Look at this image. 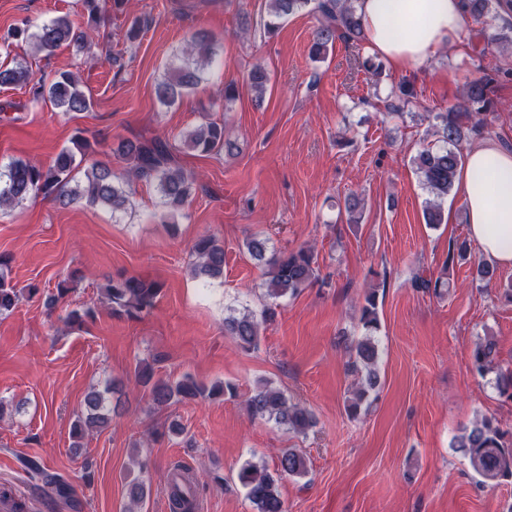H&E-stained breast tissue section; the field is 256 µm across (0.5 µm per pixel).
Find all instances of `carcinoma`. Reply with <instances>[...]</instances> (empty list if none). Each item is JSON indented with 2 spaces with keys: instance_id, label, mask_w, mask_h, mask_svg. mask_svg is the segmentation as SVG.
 <instances>
[{
  "instance_id": "cac0c4a2",
  "label": "carcinoma",
  "mask_w": 512,
  "mask_h": 512,
  "mask_svg": "<svg viewBox=\"0 0 512 512\" xmlns=\"http://www.w3.org/2000/svg\"><path fill=\"white\" fill-rule=\"evenodd\" d=\"M464 3L465 15L476 21L492 7V0H464ZM82 4L87 12V21L83 26L75 25L66 16H59L35 27L24 21L0 34V55L10 59V62L0 64V87H26L31 103L48 100L69 115L91 109V98L70 72L37 78L25 60L11 57L14 48L24 43L33 45L35 52L46 57L63 44L78 52L85 50L100 34L107 18L101 0H82ZM307 9L317 19L310 46L313 59L325 58L338 40L357 46L364 43L365 33L361 18L357 15L355 0H268L263 33L275 34L289 16ZM214 45L215 36L205 29H199L174 54L175 62L169 65L164 79L155 86L156 98L161 105L170 107L176 104L206 80V70L215 55ZM511 78L512 67L496 66L492 73L468 83L460 102L449 106L444 112L433 113L436 134L444 146L423 148L411 158L430 195L423 212L424 221L429 226L448 223L443 200L455 184L462 163V144L481 136L492 126L495 85L501 79ZM248 82L257 96H263L269 82L266 70L260 65L255 66L248 75ZM414 96L410 82L401 80L392 85L389 93L392 102L388 105V112L402 115ZM180 141L201 153L222 150L230 153L235 149L224 123L216 121L183 133ZM176 150V142L166 136L125 139L113 149V153L124 162L122 172H116L107 163L94 162L85 170L84 180L77 181L73 176L78 167L76 156L84 157L92 151L89 139L78 135L73 140V147L62 150L53 164L47 167L22 159L1 166L0 207L18 206L31 196L42 193L63 204L83 200L91 205L109 207L116 213L127 209L130 203L129 187L139 181L155 185L163 215L173 217L183 210L193 192V180L176 164ZM246 249L252 260L266 268L263 287L265 295L272 300L295 296L317 279L314 254L309 247L301 246L288 253H277L270 250L266 239L256 235L246 242ZM190 250L195 276L211 280L224 275V245L214 236H199ZM469 256L467 241L451 242L445 264L465 262ZM9 265L10 258L0 255V314L16 309L24 297L30 298L40 293L36 283L23 288L13 284L6 274ZM496 276L497 267L493 263H477L478 281L488 285ZM412 286L418 291L432 292L438 296L448 290V282L434 281L421 273L414 276ZM160 290L161 284L157 281L120 275L108 280L103 293L112 305L113 313L136 319L152 309ZM275 316L276 309L272 304L265 305L258 314L248 309L233 312L224 319V329L242 349H255L260 343L262 327L273 321ZM360 322L365 334L354 346L355 360L352 363L353 372L358 377L354 379V391L346 405L353 419L369 410L372 404L370 396L377 393L380 387L377 291L373 290L365 296ZM496 354V344L492 339L486 338L477 343L471 352L472 371L482 377L493 370ZM134 382L148 391L156 406L199 397L235 394L234 386L228 383L208 388L190 376L177 381L159 379L149 363L136 367ZM246 408L251 417L271 420L297 434H304L315 426V418L310 410L289 402L283 391L266 380L257 383L246 400ZM111 420L112 408L106 404L103 393H89L85 398V412L78 416L72 427V447H83V440L89 433L106 427ZM457 447L468 458L481 482L499 485L512 481V429L504 428L496 418L477 420L458 439ZM23 463L32 478L54 488L62 497L71 495L70 486L57 480L39 463L29 459L23 460ZM277 471L281 476H304L308 473L307 459L300 450L285 448L279 458ZM237 478L246 489L256 512H286L278 490V479L265 469L248 463L240 468ZM197 494V482L192 479L172 497V512H189L190 498Z\"/></svg>"
}]
</instances>
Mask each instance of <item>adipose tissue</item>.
I'll list each match as a JSON object with an SVG mask.
<instances>
[{"mask_svg":"<svg viewBox=\"0 0 512 512\" xmlns=\"http://www.w3.org/2000/svg\"><path fill=\"white\" fill-rule=\"evenodd\" d=\"M371 55L397 73L426 67L453 41L463 0H357ZM470 237L497 266L512 268V152L491 141L471 145L456 178Z\"/></svg>","mask_w":512,"mask_h":512,"instance_id":"1","label":"adipose tissue"}]
</instances>
